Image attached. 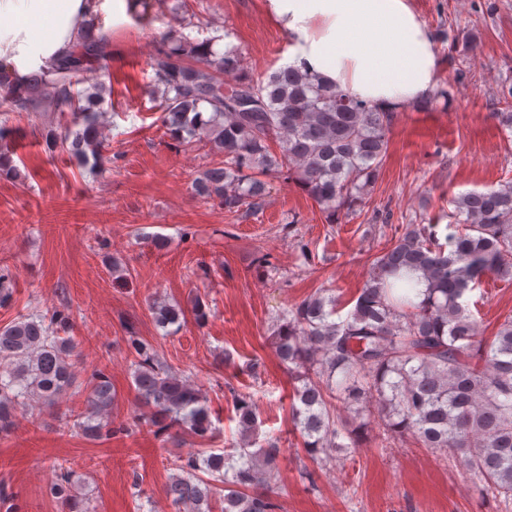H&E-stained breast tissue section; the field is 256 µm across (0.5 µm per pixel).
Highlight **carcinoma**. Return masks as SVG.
<instances>
[{
	"label": "carcinoma",
	"mask_w": 512,
	"mask_h": 512,
	"mask_svg": "<svg viewBox=\"0 0 512 512\" xmlns=\"http://www.w3.org/2000/svg\"><path fill=\"white\" fill-rule=\"evenodd\" d=\"M211 39H192L172 29L151 61L160 94L166 134L175 142L204 144L224 160L212 165L195 185L197 196L218 198L224 210L248 215L266 195L264 177L286 174L322 208L328 223L341 221L374 183L386 155L393 111L361 101L314 75L284 66L256 80L243 67L241 53L218 55ZM108 57L102 39L85 38L53 76L34 74L14 85L0 82V113L55 112L62 121L45 140L50 148L70 146L77 157L101 155L105 86L80 91L86 73ZM455 223L464 228L438 239L437 225L425 218L406 225L391 246L372 261L353 308L336 318L345 303L319 292L283 311L273 328L279 359L296 373L299 405L293 422L305 452L320 467L332 451L359 447L366 422L377 415L386 430L410 436L428 448L463 454L465 471L482 490L512 501V317L491 340L478 337V324L463 301L483 278L512 280V180L486 192L454 200ZM426 289L418 299L413 275ZM183 316L175 305L157 307L165 328ZM69 313L54 310L23 315L0 328V433L8 434L16 413L30 400L58 402L75 383L73 338L64 335ZM137 399L150 412L159 434L204 438L211 420L204 397L189 376L170 369L136 336ZM112 384L104 369L93 374L85 410L73 426L92 441L114 433L102 413L112 405ZM240 434L251 438L257 415L245 396L233 397ZM355 414L344 422L332 403ZM279 448L256 452L242 445L237 461L222 454L177 458L179 473L165 488L177 512H202L224 488V512H278L257 486L278 483ZM206 471L212 479L200 477ZM52 494L69 512H81L72 495L70 471L56 469Z\"/></svg>",
	"instance_id": "obj_1"
}]
</instances>
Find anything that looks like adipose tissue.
Listing matches in <instances>:
<instances>
[{"mask_svg": "<svg viewBox=\"0 0 512 512\" xmlns=\"http://www.w3.org/2000/svg\"><path fill=\"white\" fill-rule=\"evenodd\" d=\"M294 41L288 62L360 100L398 109L430 94L432 40L410 0H267ZM142 0H0V71L19 84L52 73L85 31L130 22Z\"/></svg>", "mask_w": 512, "mask_h": 512, "instance_id": "obj_1", "label": "adipose tissue"}]
</instances>
